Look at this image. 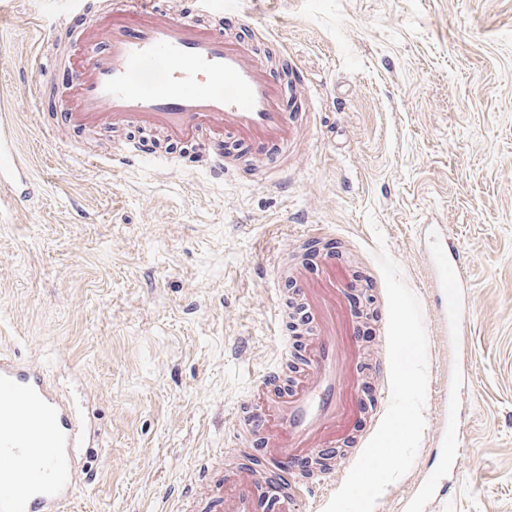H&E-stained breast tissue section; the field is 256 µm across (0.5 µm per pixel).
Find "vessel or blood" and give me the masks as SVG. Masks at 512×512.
<instances>
[{"mask_svg":"<svg viewBox=\"0 0 512 512\" xmlns=\"http://www.w3.org/2000/svg\"><path fill=\"white\" fill-rule=\"evenodd\" d=\"M98 47H84L72 66L75 126L129 124L162 130L177 142L202 134L230 135L251 148L287 145L292 131L280 105V89L263 63L250 59L241 42L216 33L195 18L171 17L154 0H126L125 9L102 25ZM8 113H0V196L23 200L33 183L17 155ZM433 250L430 286L442 303V334L463 341L470 318L471 279L460 263L461 247L446 225L420 242ZM292 276L315 335L296 388L261 404L251 427L267 433L271 467L286 456L332 445L346 431L354 405L347 372L358 355L356 324L344 296L347 285L335 266L310 279L305 265ZM0 512H61L73 498L77 410L47 384L41 372L0 355ZM261 482L251 473L225 476L212 464L208 480L190 495L187 512H254Z\"/></svg>","mask_w":512,"mask_h":512,"instance_id":"obj_1","label":"vessel or blood"}]
</instances>
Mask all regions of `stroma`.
Returning <instances> with one entry per match:
<instances>
[{"label": "stroma", "instance_id": "35a3bbf8", "mask_svg": "<svg viewBox=\"0 0 512 512\" xmlns=\"http://www.w3.org/2000/svg\"><path fill=\"white\" fill-rule=\"evenodd\" d=\"M56 22L51 0H0V100L36 186L0 204V352L84 403L97 432L64 512H181L215 460L228 475L266 461L262 435L229 457L232 417L302 375L260 381L286 340L308 341L280 266L313 237L340 244L309 273L326 259L346 271L366 362L336 483L384 389L367 368L387 353L382 247L421 304L428 390L416 459L375 512H408L427 482L444 512H512V0H244L224 34L260 60L285 54L302 108L288 146L222 183L189 144L63 124L70 69L55 58L71 43ZM135 134L176 168L113 165ZM430 224L459 240L473 284L472 381L453 394L418 246ZM448 396L463 447L433 436Z\"/></svg>", "mask_w": 512, "mask_h": 512}]
</instances>
